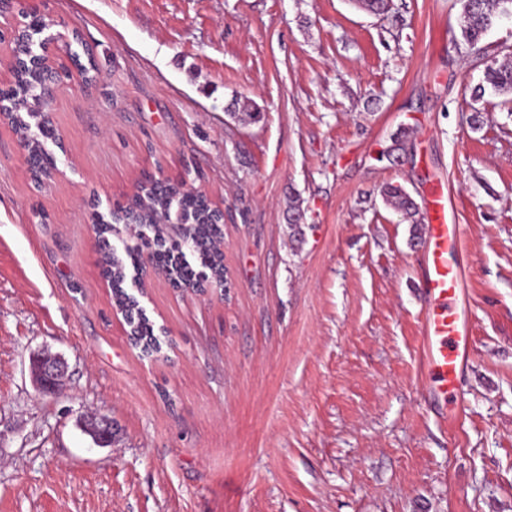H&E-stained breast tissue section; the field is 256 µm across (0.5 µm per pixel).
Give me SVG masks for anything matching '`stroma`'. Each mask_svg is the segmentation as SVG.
<instances>
[{
    "instance_id": "stroma-1",
    "label": "stroma",
    "mask_w": 512,
    "mask_h": 512,
    "mask_svg": "<svg viewBox=\"0 0 512 512\" xmlns=\"http://www.w3.org/2000/svg\"><path fill=\"white\" fill-rule=\"evenodd\" d=\"M34 6L54 61L79 41L97 73L45 100V185L0 120V512H512V103L475 94L512 19L480 56L458 0H14ZM148 175L223 210L228 280L200 295L143 260L151 357L94 230ZM434 178L471 290L448 423L418 369L419 241L383 197ZM35 353L64 358L56 394ZM102 417L105 447L80 427Z\"/></svg>"
}]
</instances>
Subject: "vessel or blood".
Returning a JSON list of instances; mask_svg holds the SVG:
<instances>
[{"instance_id": "obj_1", "label": "vessel or blood", "mask_w": 512, "mask_h": 512, "mask_svg": "<svg viewBox=\"0 0 512 512\" xmlns=\"http://www.w3.org/2000/svg\"><path fill=\"white\" fill-rule=\"evenodd\" d=\"M424 210L419 283L424 303L422 364L430 392L441 403L442 418L452 419L462 408L461 381L471 353L462 227L448 217V194L441 184L429 186Z\"/></svg>"}]
</instances>
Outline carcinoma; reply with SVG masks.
I'll return each mask as SVG.
<instances>
[{"label": "carcinoma", "instance_id": "1", "mask_svg": "<svg viewBox=\"0 0 512 512\" xmlns=\"http://www.w3.org/2000/svg\"><path fill=\"white\" fill-rule=\"evenodd\" d=\"M462 8V41L470 46L481 43L486 33L504 14L512 13V0H459ZM13 83L0 89V113H7L6 120L18 135L28 132L44 117L41 110L44 97V75L29 63L35 49L31 35L14 38ZM483 81L496 94L512 96V60L501 63L492 61L486 65ZM24 97L29 107L22 110L11 109V102ZM29 151L35 158L33 177L39 178L40 171L50 165L38 141L29 143ZM383 194L403 215L413 219L418 215L414 199L400 186H388ZM191 225L190 235L182 242L168 243L158 236L153 241L152 256L156 265L176 284L196 281L191 267L180 258V251L187 246L192 248L201 265L205 268V281L211 288H222L226 282L224 252L219 241L224 237L222 215L203 197L183 194L171 184H159L147 188L143 195L132 198L112 211L113 221L120 223L133 221L137 224H158L163 216ZM141 246L125 250L122 258L112 256L104 270L105 277L112 287V299L116 306L125 311L131 332L133 346L150 354L157 349L158 342L154 325L143 317L137 301L126 289L127 267L139 266Z\"/></svg>", "mask_w": 512, "mask_h": 512}]
</instances>
